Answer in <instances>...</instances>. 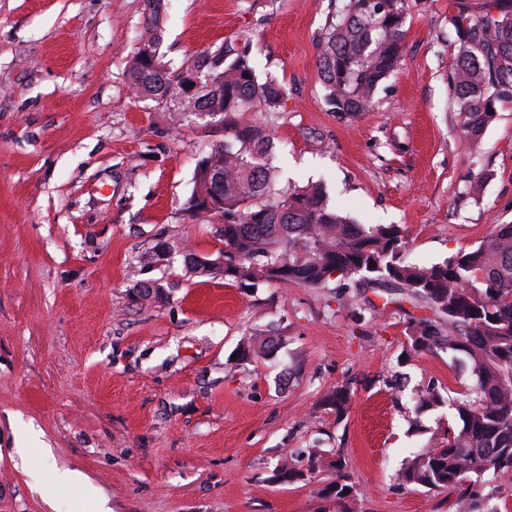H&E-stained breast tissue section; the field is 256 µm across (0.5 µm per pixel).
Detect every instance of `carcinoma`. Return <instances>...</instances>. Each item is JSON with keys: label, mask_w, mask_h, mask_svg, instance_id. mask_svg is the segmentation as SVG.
I'll use <instances>...</instances> for the list:
<instances>
[{"label": "carcinoma", "mask_w": 512, "mask_h": 512, "mask_svg": "<svg viewBox=\"0 0 512 512\" xmlns=\"http://www.w3.org/2000/svg\"><path fill=\"white\" fill-rule=\"evenodd\" d=\"M409 0H348L329 16L319 42L325 101L356 120L375 104L383 81L400 64ZM145 33L126 78L135 97L185 117L219 115L226 138L196 163L184 210L208 222L218 216L224 279L244 287L295 283L324 288L334 275L398 288L448 321L439 335L429 317L410 322L405 357L445 348L465 355L472 392L452 403L456 425L437 442L410 452L399 479L455 495L456 512H480L486 478L512 481V224L478 247L440 263L405 257L396 224H357L331 205L320 183L276 188L274 145L265 129L238 122L241 112H279L286 87L259 81L248 50L220 44L175 66L160 53L161 0H145ZM457 54L449 80L471 146L481 145L498 105L512 101V0H489L481 15L450 19ZM220 196L222 207L208 203ZM324 405L344 414L350 393L329 391ZM330 492L351 512L354 487L341 460Z\"/></svg>", "instance_id": "obj_1"}]
</instances>
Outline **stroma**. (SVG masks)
<instances>
[{"mask_svg": "<svg viewBox=\"0 0 512 512\" xmlns=\"http://www.w3.org/2000/svg\"><path fill=\"white\" fill-rule=\"evenodd\" d=\"M485 3L413 0L402 61L353 122L325 102L317 48L345 0H167L161 51L177 65L249 48L258 79L288 90L280 112L240 116L272 134L278 188L325 181L358 222L400 225L407 259L437 263L512 224V104L476 153L448 86L450 19ZM144 28L143 0H0V512H93L101 495L112 512H336L338 457L355 512H450L447 491L396 471L454 425L415 398L468 394L464 355L400 361L410 318L429 311L396 290L187 272L185 249L223 247L219 224L182 204L224 126L132 95ZM162 241L170 255L146 264ZM144 280L161 296L138 300ZM252 336L274 355L237 359ZM342 384L339 415L323 398ZM31 434L51 460L21 455ZM66 471L82 490L53 487Z\"/></svg>", "mask_w": 512, "mask_h": 512, "instance_id": "1", "label": "stroma"}]
</instances>
